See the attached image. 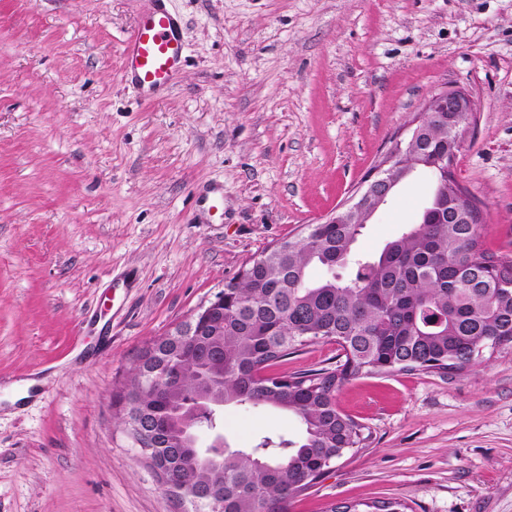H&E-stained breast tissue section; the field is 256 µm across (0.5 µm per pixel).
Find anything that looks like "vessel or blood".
I'll return each mask as SVG.
<instances>
[{
    "label": "vessel or blood",
    "instance_id": "vessel-or-blood-1",
    "mask_svg": "<svg viewBox=\"0 0 512 512\" xmlns=\"http://www.w3.org/2000/svg\"><path fill=\"white\" fill-rule=\"evenodd\" d=\"M166 3L148 0L123 49V77L146 99L173 85L185 58L180 21Z\"/></svg>",
    "mask_w": 512,
    "mask_h": 512
}]
</instances>
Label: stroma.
Listing matches in <instances>:
<instances>
[{
  "label": "stroma",
  "mask_w": 512,
  "mask_h": 512,
  "mask_svg": "<svg viewBox=\"0 0 512 512\" xmlns=\"http://www.w3.org/2000/svg\"><path fill=\"white\" fill-rule=\"evenodd\" d=\"M144 6L0 0V512H182L113 391L247 260L347 203L434 90L479 106L453 172L512 252V0H171L186 60L151 101L121 76ZM431 190L403 180L354 253L377 256ZM341 358L321 342L281 370ZM336 404L368 445L288 512H512V348L362 376ZM223 415L235 448L301 432L279 409Z\"/></svg>",
  "instance_id": "35a3bbf8"
}]
</instances>
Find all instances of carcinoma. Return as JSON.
<instances>
[{
	"label": "carcinoma",
	"mask_w": 512,
	"mask_h": 512,
	"mask_svg": "<svg viewBox=\"0 0 512 512\" xmlns=\"http://www.w3.org/2000/svg\"><path fill=\"white\" fill-rule=\"evenodd\" d=\"M431 144L427 165L452 130L421 116ZM440 184L418 223L380 254L352 259L364 225L308 224L274 258L262 251L224 284V335L161 341L128 369L130 400L159 448L146 466L184 504L214 490L222 512H286L346 452L367 440L336 406V393L361 375L461 371L487 348L512 345V253L486 247L485 224L458 197L453 176ZM355 265L344 277L338 270ZM327 275L310 278L313 267ZM334 341L344 361L300 375L277 367L299 347ZM209 389L224 405L271 407L292 414L297 440L266 436L252 448L207 447L210 460L182 435L179 411Z\"/></svg>",
	"instance_id": "cac0c4a2"
}]
</instances>
